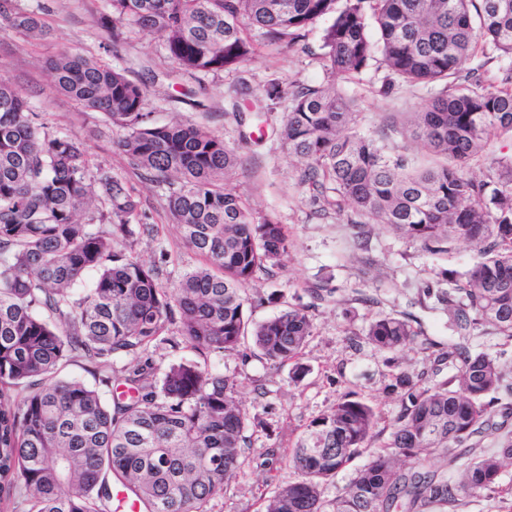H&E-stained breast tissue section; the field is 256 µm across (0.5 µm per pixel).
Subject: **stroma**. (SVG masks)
Masks as SVG:
<instances>
[{
  "label": "stroma",
  "mask_w": 512,
  "mask_h": 512,
  "mask_svg": "<svg viewBox=\"0 0 512 512\" xmlns=\"http://www.w3.org/2000/svg\"><path fill=\"white\" fill-rule=\"evenodd\" d=\"M11 4L40 10L45 32L27 38L0 27V81L14 87L53 130L84 142L92 165L110 167L133 190L146 221L132 225V251L160 268L164 285H173L202 259L183 245L169 214L166 187L128 166L117 147L125 129L55 90L46 61L60 49L122 69L140 83L151 123L181 121L221 136L237 155L229 187L248 199L256 220H273L290 233L292 244L281 267L247 285L253 304L246 315L255 324L292 307L306 310L313 332L299 362L305 369L302 376H295L293 364L267 363L247 340L239 352L228 354L192 348L175 335L146 353L163 370L194 363L234 380L247 412L249 445L243 464L236 478L209 501L207 512H258L281 486L298 481L300 475L289 461L296 434L354 391L377 412L376 436L371 448L325 484V498H334L367 462L372 447L389 435L402 399L401 390L393 386L395 375L451 376V368L434 364L435 351L447 348L451 337L448 309L438 302L434 286L441 271H464L476 251L458 241L449 253L431 254L390 229L370 225L361 237L345 217L318 215L309 189L299 183L301 164L282 148L279 131L296 86L331 81L355 98L361 132L399 142L408 116L427 104V90L399 83L384 93L387 72L374 65L352 79L332 78L323 58L320 22L309 27L303 45L258 44L253 58L238 69L192 76L173 74L159 34L120 23L111 31L102 27L99 18L108 10L104 0ZM240 112L260 114L261 120L238 123ZM315 288L327 290L326 300L312 297ZM387 314L409 316L419 332L416 343L398 353L393 364L369 345L355 346L347 338L351 332L364 334L373 319ZM259 385L264 388L260 395L255 392ZM499 486L495 494L463 498L451 512H512V465L503 468Z\"/></svg>",
  "instance_id": "35a3bbf8"
}]
</instances>
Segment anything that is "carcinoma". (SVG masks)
I'll return each instance as SVG.
<instances>
[{
  "label": "carcinoma",
  "instance_id": "obj_1",
  "mask_svg": "<svg viewBox=\"0 0 512 512\" xmlns=\"http://www.w3.org/2000/svg\"><path fill=\"white\" fill-rule=\"evenodd\" d=\"M0 19L28 37L44 33L39 13L6 9ZM101 26L130 22L159 32L174 71L209 74L250 61L260 30L267 44L300 42L331 18L322 48L332 72L350 79L378 60L430 100L413 113L418 158L356 129L354 99L333 84L300 85L280 130L288 155L304 163L299 181L317 213L346 214L361 229L386 226L431 254L465 241L469 267L442 273L438 300L450 325L512 341V156L476 176L469 162L494 130L512 132V0H108ZM505 62L499 86H483L489 59ZM54 87L130 133L119 142L128 165L168 189L181 241L203 258L165 287L159 270L117 236H133L138 201L112 170L90 167L82 142L50 130L10 85L0 82V499L22 512H112V485L141 512H206L242 465L247 416L233 381L193 363L170 365L161 381L140 358L174 328L197 348L232 353L245 336V286L279 266L291 239L284 225L256 221L226 187L237 157L201 127L156 125L145 93L125 72L60 50L49 61ZM470 86L448 92V80ZM104 208L92 205L95 198ZM93 271L92 287L75 286ZM313 331L290 309L252 328L254 348L275 364L299 358ZM410 320H372L364 342L395 355L415 342ZM80 357L106 370L103 382L128 389L111 402L77 379L58 377ZM130 358L134 365L112 369ZM434 362L459 375L428 381L399 373L404 398L381 449L331 500L324 485L375 437L374 408L356 393L297 435L290 461L301 480L281 487L264 512H447L461 497L495 491L512 463V396L497 358L457 342ZM501 421H495V417ZM478 436L497 440L491 454ZM439 458L462 470L451 481ZM412 467L404 471L400 460Z\"/></svg>",
  "mask_w": 512,
  "mask_h": 512
}]
</instances>
